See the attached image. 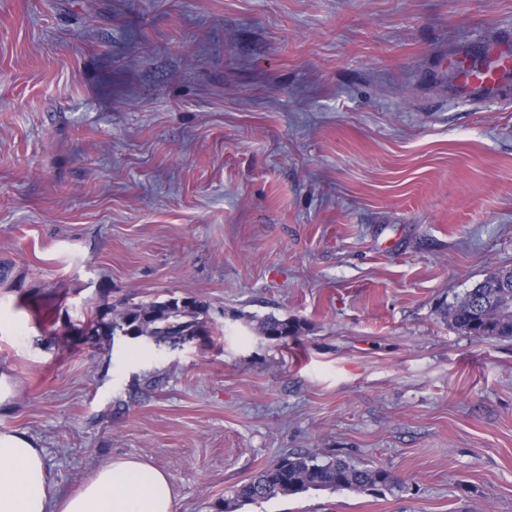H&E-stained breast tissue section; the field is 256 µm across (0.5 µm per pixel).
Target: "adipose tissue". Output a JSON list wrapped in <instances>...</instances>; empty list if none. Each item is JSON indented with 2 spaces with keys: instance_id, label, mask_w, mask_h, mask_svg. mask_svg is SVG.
<instances>
[{
  "instance_id": "1",
  "label": "adipose tissue",
  "mask_w": 512,
  "mask_h": 512,
  "mask_svg": "<svg viewBox=\"0 0 512 512\" xmlns=\"http://www.w3.org/2000/svg\"><path fill=\"white\" fill-rule=\"evenodd\" d=\"M170 477L135 456L96 468L71 492H58L42 448L19 431H0V512H177Z\"/></svg>"
}]
</instances>
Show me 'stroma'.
I'll return each mask as SVG.
<instances>
[{"mask_svg": "<svg viewBox=\"0 0 512 512\" xmlns=\"http://www.w3.org/2000/svg\"><path fill=\"white\" fill-rule=\"evenodd\" d=\"M507 35L512 0H0V430L179 512L291 453L398 484L239 512H512V341L443 317L512 266V76L453 88ZM187 296L182 347L83 334ZM301 326L300 324L288 320V319H279L274 316H269L260 321L259 331L267 337H272L275 339H279L280 336H272L274 333H281L282 331H288L291 333V336H297L300 332Z\"/></svg>", "mask_w": 512, "mask_h": 512, "instance_id": "1", "label": "stroma"}]
</instances>
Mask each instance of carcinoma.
<instances>
[{"mask_svg": "<svg viewBox=\"0 0 512 512\" xmlns=\"http://www.w3.org/2000/svg\"><path fill=\"white\" fill-rule=\"evenodd\" d=\"M204 311L197 302L179 303L171 297L164 301L124 308L118 313L107 310L86 328L89 339L107 334L116 336H152L159 343L175 346L183 336L213 334ZM448 324L467 336L512 340V267L492 269L455 303L445 310ZM300 324L269 316L260 321L259 331L270 337L287 331L296 336ZM397 485L384 468L359 467L342 458L320 461L314 454L284 457L257 472L222 500L219 512H236L245 504L268 501L310 490L381 491Z\"/></svg>", "mask_w": 512, "mask_h": 512, "instance_id": "obj_1", "label": "carcinoma"}]
</instances>
